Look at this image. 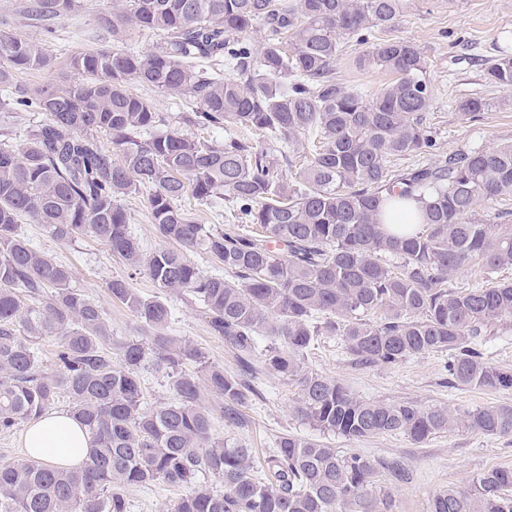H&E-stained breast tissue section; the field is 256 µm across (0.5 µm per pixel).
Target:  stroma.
Listing matches in <instances>:
<instances>
[{"label":"stroma","mask_w":512,"mask_h":512,"mask_svg":"<svg viewBox=\"0 0 512 512\" xmlns=\"http://www.w3.org/2000/svg\"><path fill=\"white\" fill-rule=\"evenodd\" d=\"M19 3L20 0H0V33L42 39L56 65L48 70L16 73L17 89L30 91L72 80L74 74L68 66L72 56L112 46V31L101 23L102 17L112 12V0H82V8L61 17L54 33L46 36L26 26L18 11ZM384 36L410 39L425 53L433 82V105L427 119L436 132L441 153L464 146L488 148L512 142V106L503 105L504 91L486 82L481 66L482 59L494 55L498 47L512 44V0H411L407 16ZM365 51V46L355 41L344 42L336 76L345 85L370 94L385 85L388 75L357 65V58ZM465 96L484 98L487 109L476 119L462 118L456 103ZM124 205L131 216V227L145 248H173V241L161 237L152 224L145 194L126 197ZM22 230L36 248L71 269L72 287L101 305L115 340L140 336L136 317L112 298L109 284L113 278L126 276L142 295H157V288L145 274H130L108 246L94 237L58 241L44 226L28 220L23 221ZM167 300L172 312L170 335L198 349L209 364L222 368L225 374H239L241 366L235 352L223 338L211 334L202 306L173 293L168 294ZM446 360V355L431 352L390 367L364 366L346 353L337 338L324 337L308 351L305 366L343 383L364 400L470 409L512 405V390L450 386L444 370ZM252 365L258 393L242 408L245 423L241 428H225L223 398L206 390L202 404L210 413L213 436L246 443L254 462L259 464L283 433L312 437L316 431L293 413L294 386L265 369L261 358H254ZM329 441L341 451L361 453L379 462L374 493L379 496L391 492L392 512H429L431 500L440 491L451 486L467 488L482 470L512 467V434L488 436L460 430L436 434L423 444L394 434L357 442L333 435ZM391 461L408 472V481L392 482L386 468ZM181 495V489L159 482L130 488L127 501L130 512H172Z\"/></svg>","instance_id":"stroma-1"}]
</instances>
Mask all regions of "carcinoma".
I'll return each mask as SVG.
<instances>
[{
	"mask_svg": "<svg viewBox=\"0 0 512 512\" xmlns=\"http://www.w3.org/2000/svg\"><path fill=\"white\" fill-rule=\"evenodd\" d=\"M408 0H112V49L69 61L78 78L14 96L15 73L54 66L45 44L0 34V110L41 112L24 138L0 131V430L39 418L69 399L92 438L79 468L31 458L0 464V512H128L126 492L162 482L187 492L173 512H388L370 490L377 467L331 443L284 434L254 470L250 449L213 437L201 388L224 398V426L243 424L255 392L198 350L167 334L172 313L115 278L112 298L150 333L117 341L104 309L70 285L69 268L32 246L19 219L60 241L90 235L163 292L202 305L210 331L243 363L255 354L295 385L294 412L322 434L363 440L402 434L416 443L467 430L512 434V406L424 408L357 397L309 371L305 354L338 338L365 365L392 366L448 354L449 382L512 389V370L489 358L493 337L512 331V225L478 216L485 201H512V143L447 156L425 113L432 104L426 56L407 38L385 40L359 66L393 75L366 94L336 79L343 40L367 43L401 21ZM81 0H23L27 24L46 34ZM262 26L261 40L247 33ZM132 29L163 41L144 52L117 46ZM512 91V48L485 69ZM184 98L165 118L129 85ZM481 97L457 101L472 119ZM221 128V140L181 131ZM254 130L260 139L240 134ZM111 138L112 149L99 140ZM407 157L418 163L397 167ZM148 190L154 224L180 249L146 251L125 197ZM229 203L236 223L198 224L182 201ZM413 201L414 224L393 231L382 216ZM200 249L227 276L187 257ZM473 264L490 285L456 288ZM33 300L23 303L21 295ZM58 341L56 368L42 369L35 342ZM190 359L197 369L187 370ZM151 362L173 398L146 406L140 368ZM212 476L218 492L200 483ZM430 512H512V469L493 467L468 488L450 487Z\"/></svg>",
	"mask_w": 512,
	"mask_h": 512,
	"instance_id": "carcinoma-1",
	"label": "carcinoma"
}]
</instances>
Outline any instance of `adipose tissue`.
Returning a JSON list of instances; mask_svg holds the SVG:
<instances>
[{
    "label": "adipose tissue",
    "instance_id": "1",
    "mask_svg": "<svg viewBox=\"0 0 512 512\" xmlns=\"http://www.w3.org/2000/svg\"><path fill=\"white\" fill-rule=\"evenodd\" d=\"M21 444L27 449H37L39 459L45 463L76 467L87 458L91 439L73 416L53 410L29 424Z\"/></svg>",
    "mask_w": 512,
    "mask_h": 512
}]
</instances>
